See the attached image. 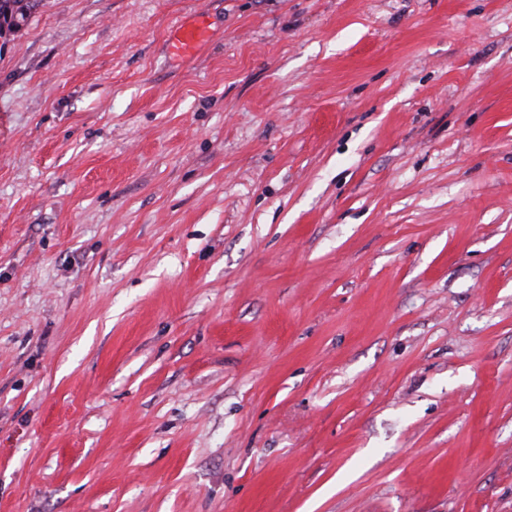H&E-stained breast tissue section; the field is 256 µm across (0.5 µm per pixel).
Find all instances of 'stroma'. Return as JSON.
Wrapping results in <instances>:
<instances>
[{
    "label": "stroma",
    "mask_w": 512,
    "mask_h": 512,
    "mask_svg": "<svg viewBox=\"0 0 512 512\" xmlns=\"http://www.w3.org/2000/svg\"><path fill=\"white\" fill-rule=\"evenodd\" d=\"M0 512H512V0H43Z\"/></svg>",
    "instance_id": "1"
}]
</instances>
